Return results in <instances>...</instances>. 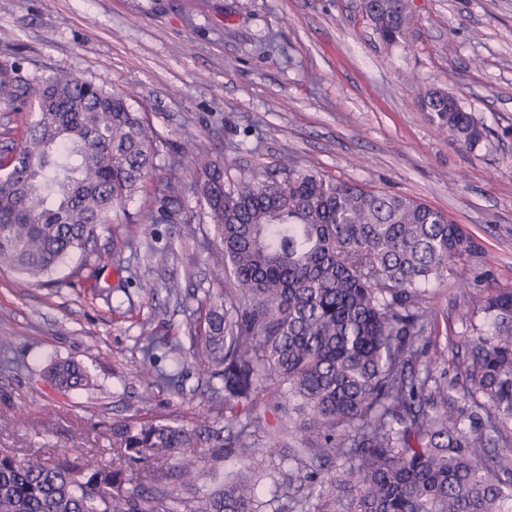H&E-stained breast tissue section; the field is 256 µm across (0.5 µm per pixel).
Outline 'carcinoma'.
Listing matches in <instances>:
<instances>
[{
  "label": "carcinoma",
  "mask_w": 512,
  "mask_h": 512,
  "mask_svg": "<svg viewBox=\"0 0 512 512\" xmlns=\"http://www.w3.org/2000/svg\"><path fill=\"white\" fill-rule=\"evenodd\" d=\"M363 8L383 42L405 36L402 0ZM422 104L455 140H481L455 96L432 91ZM0 105L30 117L19 144L0 133L14 158L0 169V267L38 280L143 190L162 141L129 95L66 72L31 77L16 60L0 61ZM195 163L234 312L206 299L192 354L222 377L224 421L193 431L115 421L110 467L1 453L0 512H288L303 492L309 512H512V288L473 296L492 331L471 339L463 382L426 357L439 322L425 284L473 251L460 225L412 198L310 172L235 183L204 156ZM155 200L160 221L187 223L176 186ZM47 379L64 396L94 386L69 360ZM271 398L295 401L299 422L269 429L257 408ZM198 447L242 468L183 497L169 489L168 461L190 488ZM313 455L343 468L324 471ZM134 458L149 466L130 478Z\"/></svg>",
  "instance_id": "cac0c4a2"
}]
</instances>
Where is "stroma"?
<instances>
[{"label":"stroma","mask_w":512,"mask_h":512,"mask_svg":"<svg viewBox=\"0 0 512 512\" xmlns=\"http://www.w3.org/2000/svg\"><path fill=\"white\" fill-rule=\"evenodd\" d=\"M406 39L388 45L362 0H0V60L30 75L67 71L129 93L164 146L146 189L112 212L86 250L37 281L0 268V452L111 465L113 421L192 430L215 417L220 380L189 352V318L221 252L216 219L190 188L200 154L237 179L312 171L421 200L462 226L477 250L429 285L427 306L459 377L481 315L471 291L512 288V0H409ZM454 94L483 129L467 148L423 109ZM170 182L184 224L156 221ZM111 252V264L97 256ZM180 286L169 294L170 282ZM181 343L146 357L147 337ZM72 360L95 387L57 393L48 367ZM178 374L179 391L141 369Z\"/></svg>","instance_id":"1"}]
</instances>
